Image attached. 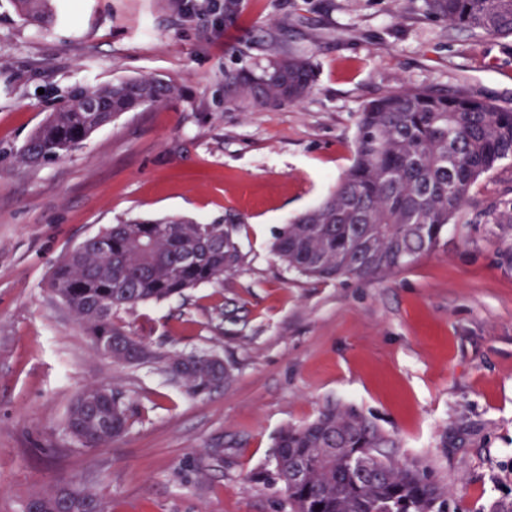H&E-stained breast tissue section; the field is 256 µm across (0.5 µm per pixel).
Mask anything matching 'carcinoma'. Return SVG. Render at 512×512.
<instances>
[{
	"label": "carcinoma",
	"mask_w": 512,
	"mask_h": 512,
	"mask_svg": "<svg viewBox=\"0 0 512 512\" xmlns=\"http://www.w3.org/2000/svg\"><path fill=\"white\" fill-rule=\"evenodd\" d=\"M31 20L48 15L51 0H15ZM244 0H224V27L234 26ZM428 18L475 36L512 37V0H421ZM265 62L224 70V109L245 112L297 105L311 92L313 68L299 51L269 40ZM180 95L173 80L142 74L73 89L66 103L18 149L26 164L52 163L102 126L134 108L162 107ZM512 158V111L463 91L403 85L367 101L359 114L353 163L317 207L283 225L272 243L289 271L315 279H381L434 249L478 179ZM512 223V200L475 204L473 221ZM237 226L199 224L179 216L112 224L54 266L51 293L83 324L95 345H112L129 365L161 361L142 337L118 323L119 312L219 284L242 256ZM199 254L195 262L184 256ZM170 363L187 390L224 386L228 369L182 354ZM130 409L107 385L91 386L73 403L70 434L86 448L108 445L130 427ZM395 437L352 408L328 406L275 438L268 479L283 487L286 512H461L429 471L397 460ZM304 479L294 483L295 469ZM45 512L102 508L91 492L62 486Z\"/></svg>",
	"instance_id": "obj_1"
}]
</instances>
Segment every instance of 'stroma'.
<instances>
[{
	"label": "stroma",
	"mask_w": 512,
	"mask_h": 512,
	"mask_svg": "<svg viewBox=\"0 0 512 512\" xmlns=\"http://www.w3.org/2000/svg\"><path fill=\"white\" fill-rule=\"evenodd\" d=\"M195 2L53 0L36 24L0 0V512L66 484L105 512H281L274 440L329 405L396 435L395 456L462 512H495L512 501V231L458 219L380 280L308 279L271 246L350 168L366 101L405 84L512 109V39L449 29L420 0H245L229 29L213 0ZM271 30L309 56L311 93L225 111V68L263 61ZM146 73L182 96L122 114L61 161L17 160L73 88ZM172 215L238 217L243 262L120 319L164 356L221 357L230 379L203 395L162 363L98 353L47 288L56 260L103 227ZM91 385L119 391L132 425L86 449L65 418Z\"/></svg>",
	"instance_id": "stroma-1"
}]
</instances>
